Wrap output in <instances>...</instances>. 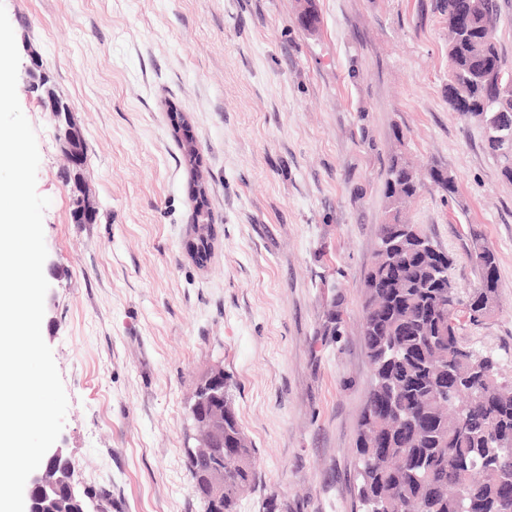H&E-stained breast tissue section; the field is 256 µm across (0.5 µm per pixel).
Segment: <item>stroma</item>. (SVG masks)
<instances>
[{
	"label": "stroma",
	"mask_w": 512,
	"mask_h": 512,
	"mask_svg": "<svg viewBox=\"0 0 512 512\" xmlns=\"http://www.w3.org/2000/svg\"><path fill=\"white\" fill-rule=\"evenodd\" d=\"M438 0H0L20 70L40 62L85 141L92 224L70 219L54 120L19 79L40 153L43 338L68 410L57 440L110 512H204L183 452L200 378L221 365L256 480L237 512H361L355 440L371 378L364 280L400 151L456 179L407 216L477 277L471 234L498 256V311L464 324L512 382V183L478 122L448 106ZM207 176L211 257L188 256L193 183L170 110ZM402 128L396 142L394 128Z\"/></svg>",
	"instance_id": "1"
}]
</instances>
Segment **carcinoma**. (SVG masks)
<instances>
[{
  "instance_id": "1",
  "label": "carcinoma",
  "mask_w": 512,
  "mask_h": 512,
  "mask_svg": "<svg viewBox=\"0 0 512 512\" xmlns=\"http://www.w3.org/2000/svg\"><path fill=\"white\" fill-rule=\"evenodd\" d=\"M440 0L448 26V87L472 102L471 118L483 122L489 100L484 69L505 66L495 37L498 0ZM502 177L512 182V138H485ZM416 168L399 153L386 170V207L396 223L378 227V247L364 282L361 335L371 362L372 382L361 408L355 454L357 496L363 509L381 512H500L503 480L512 477V384L498 378L497 362L462 344L460 318L473 325L472 300L482 293L488 273L498 274V257L483 238L471 237L467 257L477 284L466 297L454 286V261L439 252V263L417 249L424 232L404 223L403 212L422 186ZM192 233H207V245L195 262L211 254L213 229L209 209L197 212ZM394 246L398 265L388 278L383 247ZM458 297L459 308L448 318L437 308L446 292ZM456 376L452 402L435 394ZM240 423L224 419V501L220 512H236L241 494L255 480L254 448H233ZM248 465H236L238 458Z\"/></svg>"
}]
</instances>
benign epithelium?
<instances>
[{"instance_id":"7a95c632","label":"benign epithelium","mask_w":512,"mask_h":512,"mask_svg":"<svg viewBox=\"0 0 512 512\" xmlns=\"http://www.w3.org/2000/svg\"><path fill=\"white\" fill-rule=\"evenodd\" d=\"M488 81L496 97L512 98L511 70L493 68L488 73ZM45 95L49 112L57 121L61 149L73 174L71 221L74 224H92L97 218V210L80 182L83 160L78 144L83 139L82 131L70 106L53 89H46ZM228 389L224 368L216 366L196 388L188 409L196 433L191 435L193 443L187 442L185 447L190 459L201 464V468L194 471L193 489L206 505L224 497V416L235 412ZM80 495L85 497L87 493L76 478V465L71 456L60 446L52 447L27 479L24 512H34V501L49 504L52 512H62L63 500Z\"/></svg>"}]
</instances>
